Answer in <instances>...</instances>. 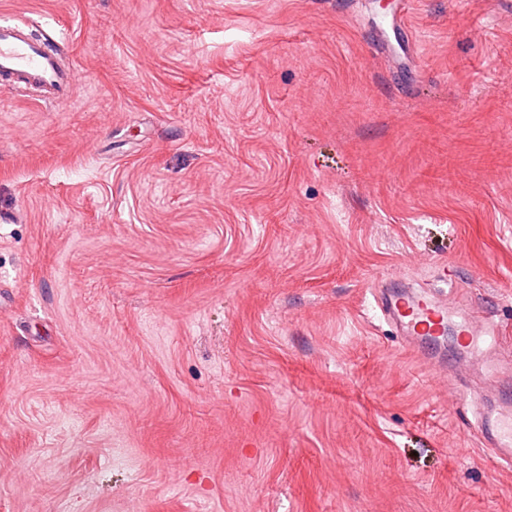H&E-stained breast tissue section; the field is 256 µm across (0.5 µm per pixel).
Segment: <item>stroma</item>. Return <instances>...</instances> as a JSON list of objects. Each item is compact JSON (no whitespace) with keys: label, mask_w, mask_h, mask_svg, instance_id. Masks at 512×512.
Here are the masks:
<instances>
[{"label":"stroma","mask_w":512,"mask_h":512,"mask_svg":"<svg viewBox=\"0 0 512 512\" xmlns=\"http://www.w3.org/2000/svg\"><path fill=\"white\" fill-rule=\"evenodd\" d=\"M0 512H512L468 371L512 323V0H0ZM26 24L0 20V86L19 92L36 91L38 99L50 102L73 87L71 65L63 69L42 43L32 40ZM386 306L403 333L405 345L415 352L425 346L440 345L446 336L448 326L444 298L426 302L407 299L390 302ZM458 329L466 337L467 347L472 349L477 343L487 349L498 351L503 357L512 356V329L508 325L481 320L477 315H467L459 324Z\"/></svg>","instance_id":"obj_1"}]
</instances>
